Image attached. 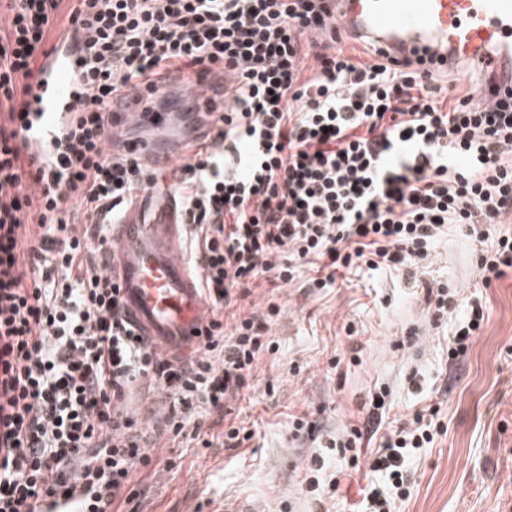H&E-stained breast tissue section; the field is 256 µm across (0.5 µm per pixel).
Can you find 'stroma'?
Listing matches in <instances>:
<instances>
[{"instance_id": "35a3bbf8", "label": "stroma", "mask_w": 512, "mask_h": 512, "mask_svg": "<svg viewBox=\"0 0 512 512\" xmlns=\"http://www.w3.org/2000/svg\"><path fill=\"white\" fill-rule=\"evenodd\" d=\"M430 286L447 288L459 302L477 295L487 304L481 336L453 364L448 336L465 309L429 324ZM252 300L258 311L281 308L269 329L277 351L261 356L248 387L225 406L253 438L225 447L217 425L213 447L167 443L140 470L142 493L127 512H354L361 489L384 479L346 474L345 459L329 443L380 391L387 433L425 407L441 408L434 442L408 458L413 489L401 512H512V278L481 287L472 245L455 228L412 275L365 269L322 290L301 280L266 284ZM412 329L415 342L401 345ZM132 407L144 440L154 443L168 407L165 391L140 381ZM299 419L314 432L295 430ZM317 458L324 469L312 491L307 477Z\"/></svg>"}]
</instances>
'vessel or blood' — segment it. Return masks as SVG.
<instances>
[{
	"label": "vessel or blood",
	"mask_w": 512,
	"mask_h": 512,
	"mask_svg": "<svg viewBox=\"0 0 512 512\" xmlns=\"http://www.w3.org/2000/svg\"><path fill=\"white\" fill-rule=\"evenodd\" d=\"M336 20L351 35L367 36L389 56L422 54L427 68L471 80L475 96L495 101L512 93V0H333ZM75 51L54 57L36 82L32 111L40 129L68 111L79 90ZM127 105H113L115 126L141 122L146 97L128 90ZM128 152L148 164H166L150 139L131 140ZM184 217L175 193L142 195L112 233L113 276L127 318L153 350L171 357L204 334L209 304L182 255Z\"/></svg>",
	"instance_id": "b4317fda"
}]
</instances>
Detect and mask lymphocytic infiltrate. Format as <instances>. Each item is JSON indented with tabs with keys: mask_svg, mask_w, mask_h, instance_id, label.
Returning <instances> with one entry per match:
<instances>
[{
	"mask_svg": "<svg viewBox=\"0 0 512 512\" xmlns=\"http://www.w3.org/2000/svg\"><path fill=\"white\" fill-rule=\"evenodd\" d=\"M6 0L0 17V512H41L82 488L83 512L132 502L153 451L125 400L149 378L170 399L165 431L207 438L210 417L275 352L280 308L244 312L260 281L306 269L330 288L360 268L416 266L447 225L473 246L483 287L512 272V99L448 98L415 61L345 55L330 0ZM78 42L83 89L47 139L32 141L29 96L50 33ZM234 72L211 141L181 169L177 192L201 255L210 329L188 361L165 359L122 316L107 254L110 223L160 173L108 146L112 104L129 88ZM487 310L468 301L448 340L464 357ZM338 441L358 468L377 444L372 512L411 495L407 455L437 432L438 408L378 431L384 400Z\"/></svg>",
	"mask_w": 512,
	"mask_h": 512,
	"instance_id": "lymphocytic-infiltrate-1",
	"label": "lymphocytic infiltrate"
}]
</instances>
